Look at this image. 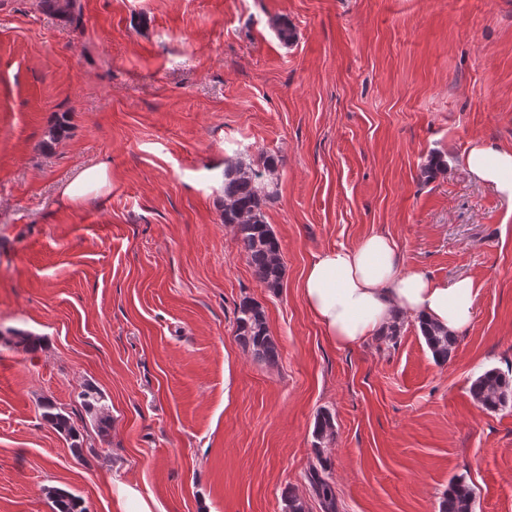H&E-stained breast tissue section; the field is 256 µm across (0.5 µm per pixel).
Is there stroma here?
I'll use <instances>...</instances> for the list:
<instances>
[{"label": "stroma", "mask_w": 512, "mask_h": 512, "mask_svg": "<svg viewBox=\"0 0 512 512\" xmlns=\"http://www.w3.org/2000/svg\"><path fill=\"white\" fill-rule=\"evenodd\" d=\"M77 7L65 24L0 0V332L43 339L0 343V512H52L56 488L116 512V475L152 512H283L289 487L320 512L307 474L324 410L338 512H439L455 477L476 512H512V408L468 392L512 368V211L461 164L473 141L512 147V0ZM60 118L66 137L42 148ZM434 154L448 168L423 180ZM268 159L276 293L223 220L225 163ZM101 162L111 188L61 203ZM374 232L407 267L479 285L448 363L410 318L396 340L337 346L303 301L320 252ZM246 298L276 364L236 337ZM87 384L108 434L80 405ZM45 397L81 452L43 420ZM81 405L100 434L112 427V416L102 404V394L93 386H85L79 394Z\"/></svg>", "instance_id": "1"}]
</instances>
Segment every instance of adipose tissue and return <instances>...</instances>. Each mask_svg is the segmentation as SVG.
<instances>
[{
  "instance_id": "adipose-tissue-1",
  "label": "adipose tissue",
  "mask_w": 512,
  "mask_h": 512,
  "mask_svg": "<svg viewBox=\"0 0 512 512\" xmlns=\"http://www.w3.org/2000/svg\"><path fill=\"white\" fill-rule=\"evenodd\" d=\"M463 168L512 205V150L475 142ZM301 292L326 335L337 345L352 346L406 317L464 331L474 321L478 286L468 277L448 284L403 268L393 239L375 233L356 246L320 253L303 274Z\"/></svg>"
}]
</instances>
